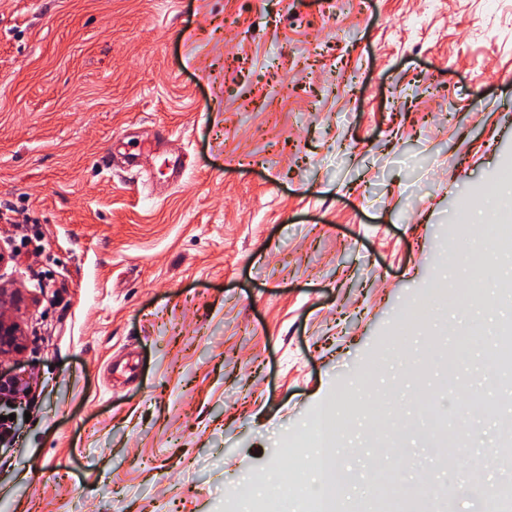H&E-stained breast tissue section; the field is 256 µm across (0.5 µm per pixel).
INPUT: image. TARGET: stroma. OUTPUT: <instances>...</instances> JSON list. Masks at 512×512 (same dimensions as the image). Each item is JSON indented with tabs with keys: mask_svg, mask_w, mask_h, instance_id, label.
Here are the masks:
<instances>
[{
	"mask_svg": "<svg viewBox=\"0 0 512 512\" xmlns=\"http://www.w3.org/2000/svg\"><path fill=\"white\" fill-rule=\"evenodd\" d=\"M507 103L512 0H0V307L25 346L0 373L31 387L0 395V512H224L353 384L490 403L440 470L415 433L340 424L339 501L378 469L459 479L512 430V383L478 341L463 380L384 352L512 192ZM137 139L177 185L121 163ZM510 322L512 300L439 309L408 349Z\"/></svg>",
	"mask_w": 512,
	"mask_h": 512,
	"instance_id": "obj_1",
	"label": "stroma"
}]
</instances>
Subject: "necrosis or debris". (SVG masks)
I'll list each match as a JSON object with an SVG mask.
<instances>
[{
	"label": "necrosis or debris",
	"instance_id": "necrosis-or-debris-1",
	"mask_svg": "<svg viewBox=\"0 0 512 512\" xmlns=\"http://www.w3.org/2000/svg\"><path fill=\"white\" fill-rule=\"evenodd\" d=\"M487 206L492 213L488 229L464 231L466 249L450 248L446 253L449 263L457 265L462 273L459 288L432 289L428 295L433 305L453 302L483 304L488 295L512 299V283L496 279L494 267L502 261H512V195L495 197ZM421 430L430 434L439 456H447L470 434L471 423L460 403L449 405L425 398L419 401ZM346 412L363 413L372 431L373 444L389 448L395 444L400 422L385 405L370 403L365 397L351 396L344 406ZM339 440L336 436V416H320L301 438L295 455L315 459L321 467L336 463ZM486 486L459 482L453 485L427 483L418 486L412 495H404L390 473L380 472L374 478L370 494L353 502L348 512H450L453 500L463 494L483 498ZM294 512H336V494L309 486L304 467H297L289 479L278 483L264 496H253L250 490L236 488L225 495V512H284L286 506Z\"/></svg>",
	"mask_w": 512,
	"mask_h": 512
}]
</instances>
